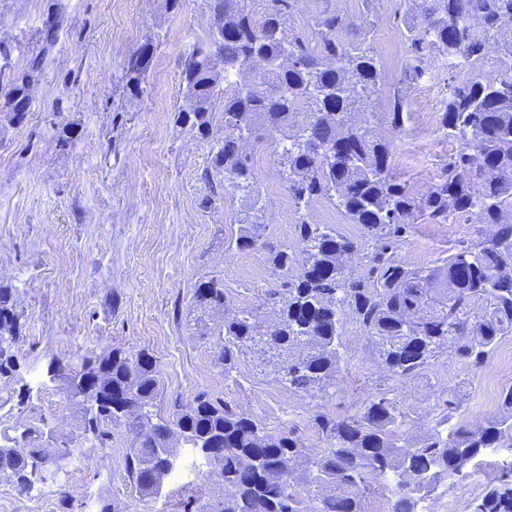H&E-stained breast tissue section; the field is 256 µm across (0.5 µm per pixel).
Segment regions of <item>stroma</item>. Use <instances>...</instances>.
Masks as SVG:
<instances>
[{
	"instance_id": "stroma-1",
	"label": "stroma",
	"mask_w": 512,
	"mask_h": 512,
	"mask_svg": "<svg viewBox=\"0 0 512 512\" xmlns=\"http://www.w3.org/2000/svg\"><path fill=\"white\" fill-rule=\"evenodd\" d=\"M421 0H297L289 20L309 41L317 36L319 12L353 17L343 31L349 43L373 50L381 78L363 111L379 136L394 138V176L417 195L425 193L462 140L430 127L419 132L425 103L415 84H402L409 53L408 29L421 28ZM60 20L45 71L31 91L26 121L0 119V283L13 290L23 324L17 344L16 379L0 380V424L19 417L44 419L57 438H77L79 421L60 381L48 367L61 360L79 364L103 349L133 355L149 351L160 372L156 400L169 415L174 400L189 402L205 390L259 420L268 432L293 431L306 455L325 442L313 416L357 413L364 402L384 398L409 410L410 435L430 430L438 397L460 388L467 422H485L499 412L503 381L490 369L460 387L465 371L451 350H441L429 369L407 383L390 377L371 343L352 321L343 327V360L324 391H289L268 352L246 350L232 373L214 355L225 311H250L259 321L274 319L265 292L278 278L267 247L300 255L299 214L280 176V136L250 140L247 153L257 175L265 248L238 249L237 218L245 201L210 175L212 148L224 137L222 100H215L211 135L197 137L177 121L185 100L181 71L185 55L209 32L208 0H0V85L40 47L38 32L49 7ZM153 58L139 92L122 78L128 58L144 44ZM402 91L406 132L392 137L386 120L389 100ZM72 139L61 144L63 128ZM444 224L420 221L398 257L407 266L433 268L450 247L484 237L477 215ZM224 282L225 308H197L198 284ZM132 438L115 430L111 447L81 444L57 482L35 484L26 494L0 484V512H59L68 495L73 512H99L101 500L119 512H184L187 503L224 495L205 476L192 449L180 447L174 471L151 503L130 482L124 455ZM503 458L486 452L453 483H439L423 503L441 512L455 502L468 512L484 485L478 473L497 477Z\"/></svg>"
}]
</instances>
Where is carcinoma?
I'll list each match as a JSON object with an SVG mask.
<instances>
[{"label":"carcinoma","instance_id":"1","mask_svg":"<svg viewBox=\"0 0 512 512\" xmlns=\"http://www.w3.org/2000/svg\"><path fill=\"white\" fill-rule=\"evenodd\" d=\"M252 0H210L212 25L224 38L208 34L186 54L181 72L186 105L178 122L207 139L215 100L224 99V139L211 165L224 190L251 200L238 223L239 249L261 237L256 175L244 149L248 139L279 134L288 145L280 158L296 211L301 260L270 248L267 262L281 276L267 292L277 307V323L264 327L257 315L224 313L216 360L228 375L246 349L262 344L280 361L288 389L325 390L342 361L344 319L350 318L375 344L389 375L406 382L425 370L439 349L453 350L464 370L481 372L501 341L512 335V76L492 83L473 77L448 85L440 126L446 134L474 142L450 158L430 190L416 196L390 170L392 141L377 136L370 121L354 123L375 92L379 70L367 48L350 49L339 34L354 25L347 15L315 17L316 45L288 26L296 0H266L261 18ZM423 27L407 35L410 60L405 78L425 74L432 53L448 58L458 73L480 60L489 43L512 57V0H422ZM56 33L39 32L40 49L10 78L0 96V114L13 124L25 120L19 106L42 76ZM153 56L147 44L125 65L126 86L140 90ZM265 67L251 88L231 80L251 62ZM302 119H296L297 115ZM402 94L394 95L388 122L404 130ZM320 197L336 204L358 225L360 239L333 224H312L304 210ZM476 214L494 226L478 242L453 247L443 265L415 269L397 256L421 220L444 222ZM356 251L364 268L355 275L343 254ZM195 303L224 306V283L201 282ZM20 314L10 288L0 284V379L14 378L20 365L16 345ZM69 401L80 414L81 436L97 448L112 445V432L135 436L126 449L125 469L144 501L157 497L174 468L177 445L198 450L207 475L224 485V497L196 512H367L369 483H390L389 512H419L418 504L442 480L464 473L491 448L512 451V385L500 393V413L483 425L460 420L461 401L453 394L437 403L438 418L426 439L411 442L409 412L385 398L366 402L353 416L319 412L314 423L326 443L298 469L303 445L292 432L273 435L237 407L206 391L184 405L173 402L164 417L154 401L159 390L156 360L141 351L127 356L104 350L85 356L77 367L59 363ZM0 483L21 493L54 482L77 448L58 441L36 424L16 421L0 431ZM473 512H512V460L487 486Z\"/></svg>","mask_w":512,"mask_h":512}]
</instances>
